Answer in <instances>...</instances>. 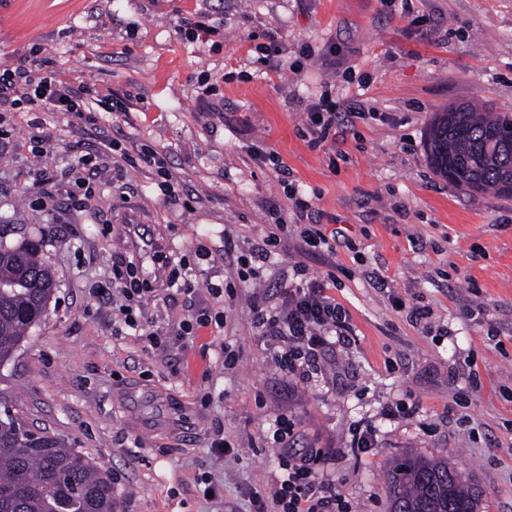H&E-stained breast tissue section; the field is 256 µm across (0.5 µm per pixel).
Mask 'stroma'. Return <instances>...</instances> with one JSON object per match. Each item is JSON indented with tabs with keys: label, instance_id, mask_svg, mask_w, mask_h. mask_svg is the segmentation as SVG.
Here are the masks:
<instances>
[{
	"label": "stroma",
	"instance_id": "stroma-1",
	"mask_svg": "<svg viewBox=\"0 0 512 512\" xmlns=\"http://www.w3.org/2000/svg\"><path fill=\"white\" fill-rule=\"evenodd\" d=\"M197 22L218 36H180ZM273 39L279 53L261 54ZM34 46L126 110L95 125L16 112L0 139V225L22 228L5 242L43 239L56 272L47 316L0 370L14 413L109 470L119 512H276L282 459L309 448L352 512H388L387 477L410 455L448 460L477 512H512V199L448 184L426 149L448 106L512 116V0H0V70L29 64ZM324 95L340 111L315 144L306 108ZM103 135L162 153L171 193L153 169L96 155ZM269 150L281 166L256 160ZM278 221L281 251L216 302L212 286ZM303 223L335 254L304 251ZM122 224L212 253L189 289L147 301L163 332L153 349L115 317ZM333 264L353 334L329 337L307 375L284 374L252 307L278 305L295 268L320 279ZM415 305L427 320L412 321ZM205 311L223 325L181 334ZM396 405L404 414L386 417ZM280 413L295 424L285 449L268 433ZM369 425L375 448H352ZM218 434L232 454L212 451ZM202 476L216 499L197 493Z\"/></svg>",
	"mask_w": 512,
	"mask_h": 512
}]
</instances>
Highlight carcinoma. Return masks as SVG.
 Here are the masks:
<instances>
[{"mask_svg":"<svg viewBox=\"0 0 512 512\" xmlns=\"http://www.w3.org/2000/svg\"><path fill=\"white\" fill-rule=\"evenodd\" d=\"M434 173L463 191L512 198V118L469 107L435 115L429 135ZM43 241H0V367L41 323L55 290ZM0 392V512H117L112 479L101 465L55 435L33 442L29 426ZM390 512H476L477 499L443 459L409 456L389 479Z\"/></svg>","mask_w":512,"mask_h":512,"instance_id":"carcinoma-1","label":"carcinoma"}]
</instances>
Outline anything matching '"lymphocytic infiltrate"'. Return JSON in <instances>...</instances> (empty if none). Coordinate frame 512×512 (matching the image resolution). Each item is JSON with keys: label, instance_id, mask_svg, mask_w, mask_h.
<instances>
[{"label": "lymphocytic infiltrate", "instance_id": "f902f5d3", "mask_svg": "<svg viewBox=\"0 0 512 512\" xmlns=\"http://www.w3.org/2000/svg\"><path fill=\"white\" fill-rule=\"evenodd\" d=\"M97 103L103 111H124V104L113 102L107 96L89 100L87 88H73L62 79L50 60L41 58L36 69L18 66L0 71V112L26 110L29 112H85L90 103ZM167 270L161 279L141 277V260L134 255L117 256L112 263V285L119 289L124 302L120 306L124 324L142 331L139 311L145 299L156 296L159 288H174L191 277L185 255L168 252L162 257ZM335 273H328L326 281L300 279L283 293L279 307L267 309L253 307V325L259 335L282 341L277 354L279 369L296 373L305 362L314 361L315 355L328 334L338 336L349 333V315L344 307L328 296ZM314 452L285 465V477L273 498L279 512H350V506L336 491L335 486L324 483L313 462Z\"/></svg>", "mask_w": 512, "mask_h": 512}]
</instances>
